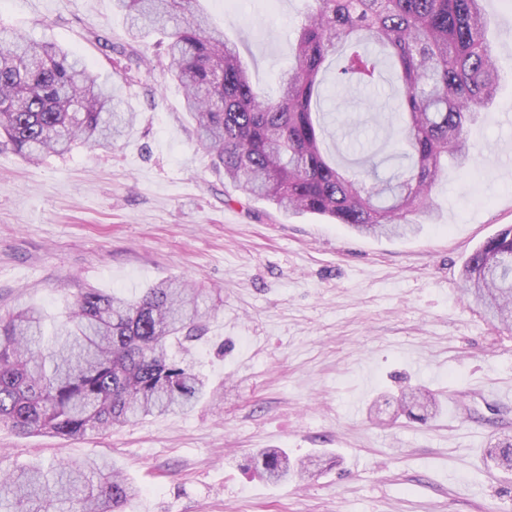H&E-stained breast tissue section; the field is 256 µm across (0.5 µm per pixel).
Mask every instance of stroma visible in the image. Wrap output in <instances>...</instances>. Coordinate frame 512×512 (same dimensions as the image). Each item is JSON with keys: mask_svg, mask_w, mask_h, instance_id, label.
<instances>
[{"mask_svg": "<svg viewBox=\"0 0 512 512\" xmlns=\"http://www.w3.org/2000/svg\"><path fill=\"white\" fill-rule=\"evenodd\" d=\"M273 88L292 59L305 0H200ZM502 79L469 124L475 160L433 190L437 216L414 236H359L313 215L240 197L213 169L167 75L156 33L135 42V81L118 47L113 0H0V26L75 51L136 121L113 146L30 163L0 146V315L56 314L81 289L181 278L203 289L188 358L216 392L185 413L80 440L0 426V473L98 455L141 490L127 512H512V475L488 450L512 436V329L461 289L465 259L512 225V0H485ZM321 103L354 167L372 137L367 102L401 89L391 67L371 91L335 84ZM420 385L439 410L418 420L394 402ZM316 459L273 485L254 453Z\"/></svg>", "mask_w": 512, "mask_h": 512, "instance_id": "1", "label": "stroma"}]
</instances>
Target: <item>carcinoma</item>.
Returning a JSON list of instances; mask_svg holds the SVG:
<instances>
[{
    "mask_svg": "<svg viewBox=\"0 0 512 512\" xmlns=\"http://www.w3.org/2000/svg\"><path fill=\"white\" fill-rule=\"evenodd\" d=\"M199 0H115L134 40L145 29L168 39L169 73L224 179L284 212L312 213L372 236H405L433 220V187L448 167H468L467 126L490 110L501 79L488 38L484 0H307L292 61L269 94L256 89L237 44L214 27ZM375 45L380 53L368 50ZM339 58L336 83L375 87L390 62L402 84L388 108L398 118L392 144L411 165L383 180L376 153L349 172L326 158L329 136L317 111L322 73ZM134 116L112 106V90L77 54L49 40L0 27V144L31 162L75 145L110 143ZM464 294L512 326V226L464 261ZM202 317L200 293L165 280L130 299L88 288L56 319L26 306L0 316V424L22 434L86 436L138 418L186 412L207 383L176 359ZM398 405L433 413L422 387ZM512 473V439L490 449ZM273 484L294 472L282 449L256 454ZM140 491L93 458L28 465L0 482V512H126Z\"/></svg>",
    "mask_w": 512,
    "mask_h": 512,
    "instance_id": "1",
    "label": "carcinoma"
}]
</instances>
